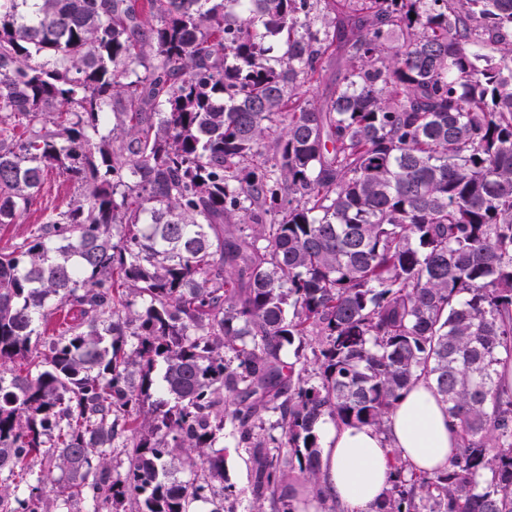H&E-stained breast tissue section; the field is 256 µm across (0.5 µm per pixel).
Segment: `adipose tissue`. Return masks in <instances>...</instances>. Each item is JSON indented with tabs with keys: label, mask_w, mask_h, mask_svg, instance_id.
<instances>
[{
	"label": "adipose tissue",
	"mask_w": 512,
	"mask_h": 512,
	"mask_svg": "<svg viewBox=\"0 0 512 512\" xmlns=\"http://www.w3.org/2000/svg\"><path fill=\"white\" fill-rule=\"evenodd\" d=\"M323 438V487L343 512H373L392 472L390 449L414 469L433 472L447 467L459 448L445 405L423 378L399 400L385 431L330 425Z\"/></svg>",
	"instance_id": "obj_1"
}]
</instances>
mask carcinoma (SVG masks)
<instances>
[{
	"label": "carcinoma",
	"mask_w": 512,
	"mask_h": 512,
	"mask_svg": "<svg viewBox=\"0 0 512 512\" xmlns=\"http://www.w3.org/2000/svg\"><path fill=\"white\" fill-rule=\"evenodd\" d=\"M51 171L0 249V512H233L228 426L252 512L323 505L319 422L421 378L462 448L392 450L373 512H512V0H7L0 226ZM77 192L73 183L56 172L50 173L38 195L32 210L20 219V224L0 226V248L8 246L25 235L35 224L42 221L43 213L54 208H63L70 196ZM215 449H224L226 484H232L236 490L245 491V494H242L236 503V512H249L251 506V496L248 490L251 467L249 453L245 448L238 447L229 427L224 430V448Z\"/></svg>",
	"instance_id": "1"
}]
</instances>
